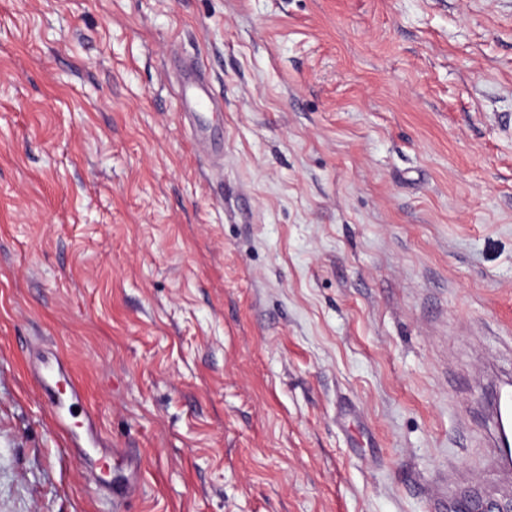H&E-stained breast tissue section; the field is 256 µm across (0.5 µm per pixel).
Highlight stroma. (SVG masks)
<instances>
[{
	"label": "stroma",
	"instance_id": "obj_1",
	"mask_svg": "<svg viewBox=\"0 0 512 512\" xmlns=\"http://www.w3.org/2000/svg\"><path fill=\"white\" fill-rule=\"evenodd\" d=\"M509 377L512 0H0V512L504 504ZM183 77L187 81L180 83L178 98L181 108L186 112V116L191 118L200 112H208L213 106V98L205 88L204 83L200 80L197 69L194 65L186 67ZM193 81L195 84L189 82ZM35 378L41 393L53 408L57 425L73 433L62 411L66 403L70 402L67 410L69 415L73 416L72 408L82 397L80 386L68 376L57 358L42 357L39 361ZM61 388H63V391Z\"/></svg>",
	"mask_w": 512,
	"mask_h": 512
}]
</instances>
